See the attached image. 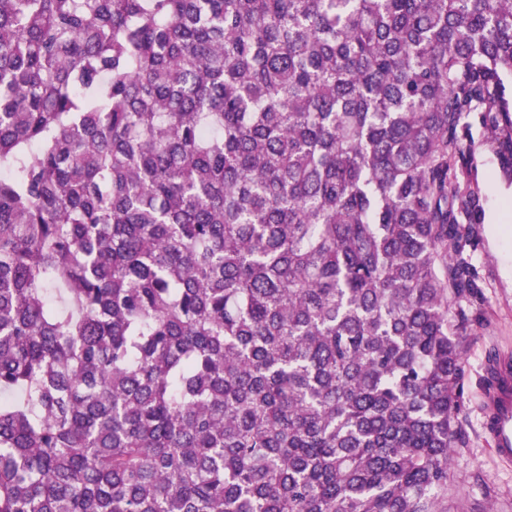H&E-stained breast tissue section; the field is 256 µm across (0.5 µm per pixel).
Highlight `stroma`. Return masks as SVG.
<instances>
[{
    "instance_id": "35a3bbf8",
    "label": "stroma",
    "mask_w": 512,
    "mask_h": 512,
    "mask_svg": "<svg viewBox=\"0 0 512 512\" xmlns=\"http://www.w3.org/2000/svg\"><path fill=\"white\" fill-rule=\"evenodd\" d=\"M471 136L474 147L465 181L480 196L473 262L481 298L459 300L449 315L453 321L466 316L467 322L459 332L462 444L448 470V512H512V466L495 459L481 429L486 365L492 356L512 353V172L500 166L498 148L479 121H472Z\"/></svg>"
}]
</instances>
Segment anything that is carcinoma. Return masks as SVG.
Returning <instances> with one entry per match:
<instances>
[{
  "label": "carcinoma",
  "mask_w": 512,
  "mask_h": 512,
  "mask_svg": "<svg viewBox=\"0 0 512 512\" xmlns=\"http://www.w3.org/2000/svg\"><path fill=\"white\" fill-rule=\"evenodd\" d=\"M509 74L512 0H0V512H447Z\"/></svg>",
  "instance_id": "cac0c4a2"
}]
</instances>
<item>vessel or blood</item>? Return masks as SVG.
Segmentation results:
<instances>
[{"instance_id":"obj_1","label":"vessel or blood","mask_w":512,"mask_h":512,"mask_svg":"<svg viewBox=\"0 0 512 512\" xmlns=\"http://www.w3.org/2000/svg\"><path fill=\"white\" fill-rule=\"evenodd\" d=\"M495 383L487 392L488 412L483 422L496 458L512 462V360L502 359L493 367Z\"/></svg>"}]
</instances>
